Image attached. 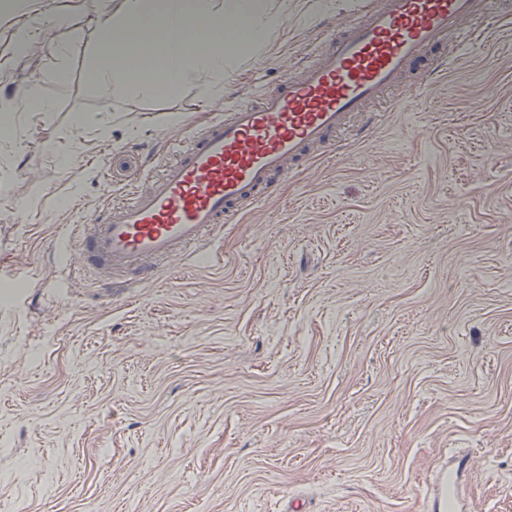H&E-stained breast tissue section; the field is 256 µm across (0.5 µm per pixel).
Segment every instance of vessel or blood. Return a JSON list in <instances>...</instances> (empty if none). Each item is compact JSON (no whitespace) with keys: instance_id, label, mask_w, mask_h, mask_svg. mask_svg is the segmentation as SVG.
<instances>
[{"instance_id":"1","label":"vessel or blood","mask_w":512,"mask_h":512,"mask_svg":"<svg viewBox=\"0 0 512 512\" xmlns=\"http://www.w3.org/2000/svg\"><path fill=\"white\" fill-rule=\"evenodd\" d=\"M497 0H358L340 35L320 52L289 61L274 88L215 114L177 146L162 174L150 177L102 213L73 225L80 240L65 261L103 279L140 269L144 259L164 261L194 251L200 265L216 262L201 250L207 234L231 222L267 194L273 179H288L290 161L313 146L338 148L367 102L399 86L413 64L429 61L430 73L447 70L436 49L448 34L463 45L481 43L469 29L475 18L496 16ZM467 484L459 466L432 476L430 512H465Z\"/></svg>"}]
</instances>
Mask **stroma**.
Returning a JSON list of instances; mask_svg holds the SVG:
<instances>
[{
	"instance_id": "35a3bbf8",
	"label": "stroma",
	"mask_w": 512,
	"mask_h": 512,
	"mask_svg": "<svg viewBox=\"0 0 512 512\" xmlns=\"http://www.w3.org/2000/svg\"><path fill=\"white\" fill-rule=\"evenodd\" d=\"M27 2L0 18V289L23 287L0 301V512H427L457 451L468 512H512V25L449 35L438 92L413 65L369 131L205 239L222 264L112 290L62 269L68 226L276 85L353 0H273L283 24L216 96L94 81L124 0ZM55 12V45L16 55L22 20ZM30 91L49 109L12 111Z\"/></svg>"
}]
</instances>
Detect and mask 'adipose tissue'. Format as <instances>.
Segmentation results:
<instances>
[{
	"label": "adipose tissue",
	"instance_id": "ef3b65f1",
	"mask_svg": "<svg viewBox=\"0 0 512 512\" xmlns=\"http://www.w3.org/2000/svg\"><path fill=\"white\" fill-rule=\"evenodd\" d=\"M219 21L223 38L192 52L175 50L178 27L207 32ZM279 22L270 0H124L123 17H102L90 66L98 80L118 86L131 81L145 95L181 91L194 73L202 79V92L214 96L224 89L231 47L260 55Z\"/></svg>",
	"mask_w": 512,
	"mask_h": 512
}]
</instances>
